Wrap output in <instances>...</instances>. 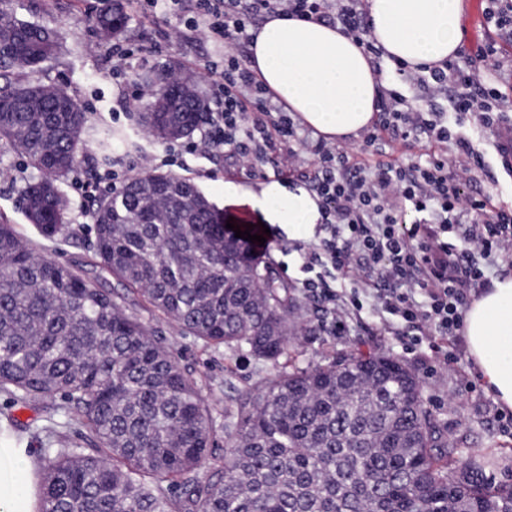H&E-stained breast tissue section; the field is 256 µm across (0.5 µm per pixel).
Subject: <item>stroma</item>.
Wrapping results in <instances>:
<instances>
[{"instance_id": "35a3bbf8", "label": "stroma", "mask_w": 512, "mask_h": 512, "mask_svg": "<svg viewBox=\"0 0 512 512\" xmlns=\"http://www.w3.org/2000/svg\"><path fill=\"white\" fill-rule=\"evenodd\" d=\"M103 4L104 0H55L50 6L46 0H17L15 10L20 20L55 30L62 44L57 57L32 72V79L63 88L85 107L91 124L120 133V140L114 144L115 152L123 156V163L117 168L119 183L143 174L149 167L194 180L209 201L222 207L225 216L231 217L234 223L262 221L259 208L224 202L225 188L257 192L262 187V179L238 171L233 160L224 156H203L181 146L155 141L134 120L138 104L127 101L135 86L136 68L153 70L172 65L182 75L189 76L206 65L223 64L217 47L207 41L185 40L154 49L156 24L179 22V13L170 0H159L150 15L132 11L124 41L135 54L121 75H113L108 45L92 23L93 15ZM477 146L490 170L489 177L482 180V188L491 194L496 204L512 207V172L503 169L490 138L480 137ZM105 170L97 144L89 143L80 170L71 174L62 186L73 206H81L86 199L83 184L95 182ZM33 175V170L27 168L21 158L0 149V213L19 226L36 251L83 267L97 287L122 292L123 287L115 278L94 265L88 216H79L69 232L53 242L44 240L28 223L19 208V191ZM124 309L140 319L154 339L170 348L181 368L196 382L201 395L213 408L215 452L223 454L224 413L233 409V397L238 391L268 385L280 373L281 364L210 347L194 337L180 334L169 320L134 302H127ZM302 321L308 332L291 344L293 365L312 368L343 355L398 358L419 378L425 403L447 435L478 441L491 448L500 458L493 477L512 484V435L498 431L495 415L499 406L483 386L480 371L473 362L457 367L445 364L427 349L406 353L398 337L385 335L372 324L352 329L348 335L336 336L322 328L314 311H303Z\"/></svg>"}]
</instances>
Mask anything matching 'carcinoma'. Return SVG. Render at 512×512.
<instances>
[{
    "label": "carcinoma",
    "instance_id": "carcinoma-1",
    "mask_svg": "<svg viewBox=\"0 0 512 512\" xmlns=\"http://www.w3.org/2000/svg\"><path fill=\"white\" fill-rule=\"evenodd\" d=\"M121 0L96 17L127 31ZM55 33L0 0V149L37 177L23 213L55 240L72 224L61 183L81 167L93 127L62 88L20 77L59 53ZM150 89L138 123L166 143L202 132L208 99L176 69L135 73ZM101 268L180 332L277 362L299 333L301 303L249 241L224 228L196 183L151 171L93 199ZM44 405L38 512H512L492 455L465 448L425 406L395 357L348 356L283 370L224 414L213 452L209 406L168 347L82 270L37 254L0 216V394Z\"/></svg>",
    "mask_w": 512,
    "mask_h": 512
}]
</instances>
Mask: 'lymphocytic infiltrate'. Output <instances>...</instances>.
<instances>
[{"mask_svg": "<svg viewBox=\"0 0 512 512\" xmlns=\"http://www.w3.org/2000/svg\"><path fill=\"white\" fill-rule=\"evenodd\" d=\"M185 21L163 42L210 41L223 65L199 72L214 111L195 149L224 153L251 176L305 183L320 213L319 240L279 239L297 252L306 296L324 304L337 334L361 326L365 312L408 348L428 345L461 364L458 349L471 296L489 287L486 260L512 257V209L470 190L486 167L473 141L452 125L477 121L493 131L501 157L512 156V101L499 89L504 62L489 44L471 58L410 67L378 46L363 0H171ZM270 16L326 23L351 36L380 85L363 159L349 144L313 137L248 67L252 31ZM449 97L453 117L439 107ZM425 148L408 162L393 143Z\"/></svg>", "mask_w": 512, "mask_h": 512, "instance_id": "f902f5d3", "label": "lymphocytic infiltrate"}]
</instances>
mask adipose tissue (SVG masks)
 Instances as JSON below:
<instances>
[{
  "instance_id": "obj_1",
  "label": "adipose tissue",
  "mask_w": 512,
  "mask_h": 512,
  "mask_svg": "<svg viewBox=\"0 0 512 512\" xmlns=\"http://www.w3.org/2000/svg\"><path fill=\"white\" fill-rule=\"evenodd\" d=\"M373 32L387 55L411 66L454 56L462 39L463 0H368ZM250 67L300 121L332 142H348L370 127L377 79L353 40L329 25L271 18L257 31ZM256 204L289 234L313 238L320 219L304 189L265 183ZM466 352L501 408L512 410V276L494 280L464 317ZM0 512H36L37 485L22 448H4Z\"/></svg>"
}]
</instances>
